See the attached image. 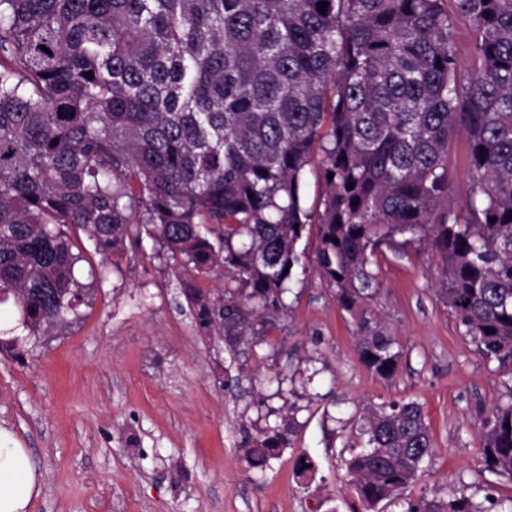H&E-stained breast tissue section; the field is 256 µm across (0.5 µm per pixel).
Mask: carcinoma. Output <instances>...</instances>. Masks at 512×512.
<instances>
[{"label":"carcinoma","mask_w":512,"mask_h":512,"mask_svg":"<svg viewBox=\"0 0 512 512\" xmlns=\"http://www.w3.org/2000/svg\"><path fill=\"white\" fill-rule=\"evenodd\" d=\"M319 2L0 0V306L29 335L89 305L72 229L104 260L146 234L183 274L238 276L246 288L215 303L184 292L214 343L253 332L246 306L274 321L315 221L319 270L370 371L389 377L400 357L363 307L371 258L400 234L441 254L463 335L512 374V0H326L323 14ZM457 19L473 32L467 78ZM460 132L458 212L442 205ZM313 165L326 186L316 213L303 197ZM290 431L268 428L243 449L248 466L264 468ZM362 434L345 467L373 512L434 448L415 401L379 404ZM480 441L487 467L512 479V391ZM404 507L485 512L455 491ZM468 152L469 146L465 134H460L453 139L448 148L449 203L457 211L460 210L467 192Z\"/></svg>","instance_id":"1"}]
</instances>
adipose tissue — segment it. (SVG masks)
<instances>
[{
  "mask_svg": "<svg viewBox=\"0 0 512 512\" xmlns=\"http://www.w3.org/2000/svg\"><path fill=\"white\" fill-rule=\"evenodd\" d=\"M39 493V475L27 449L0 442V512H29Z\"/></svg>",
  "mask_w": 512,
  "mask_h": 512,
  "instance_id": "obj_1",
  "label": "adipose tissue"
}]
</instances>
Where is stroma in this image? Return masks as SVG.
<instances>
[{
    "mask_svg": "<svg viewBox=\"0 0 512 512\" xmlns=\"http://www.w3.org/2000/svg\"><path fill=\"white\" fill-rule=\"evenodd\" d=\"M468 152L463 134L448 148L456 209ZM317 247L316 235L300 241L304 268L273 324L215 344L184 291L214 301L241 281L221 268L177 274L149 237L116 250L106 275L95 273L99 255L76 265L91 299L65 332L28 340L17 310L0 317L22 339L17 355L0 353V436L28 448L41 475L30 512H365L344 460L361 447L366 407L392 399L423 406L435 451L385 512L451 490L512 497V479L486 466L479 433L512 375L462 335L439 255L399 234L375 253L366 307L400 345L387 379L361 364ZM287 419V447L249 470L243 445Z\"/></svg>",
    "mask_w": 512,
    "mask_h": 512,
    "instance_id": "stroma-1",
    "label": "stroma"
}]
</instances>
